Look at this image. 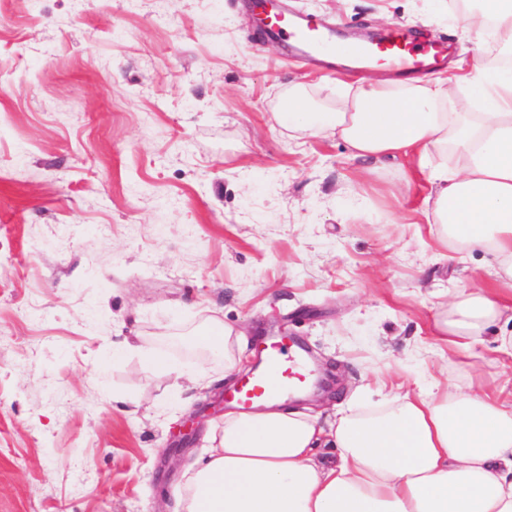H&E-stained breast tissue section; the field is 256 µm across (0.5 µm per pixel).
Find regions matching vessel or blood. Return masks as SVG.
<instances>
[{"mask_svg": "<svg viewBox=\"0 0 512 512\" xmlns=\"http://www.w3.org/2000/svg\"><path fill=\"white\" fill-rule=\"evenodd\" d=\"M267 33L274 39L288 43L304 60L312 59L314 52L330 40L328 25L311 17L291 21L286 16H276L269 21ZM356 55L364 62L378 59L410 72L438 66L445 60L447 49L436 43L417 44L409 41L403 29L395 28L386 38L357 50ZM308 376L307 363L299 352L279 342L268 343L260 356L258 369L238 388L236 402L246 408L272 392L288 395L304 385Z\"/></svg>", "mask_w": 512, "mask_h": 512, "instance_id": "1", "label": "vessel or blood"}]
</instances>
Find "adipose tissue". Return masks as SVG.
I'll list each match as a JSON object with an SVG mask.
<instances>
[{
  "instance_id": "adipose-tissue-1",
  "label": "adipose tissue",
  "mask_w": 512,
  "mask_h": 512,
  "mask_svg": "<svg viewBox=\"0 0 512 512\" xmlns=\"http://www.w3.org/2000/svg\"><path fill=\"white\" fill-rule=\"evenodd\" d=\"M462 20L512 48V0H479ZM281 105L295 137L334 136L362 162L417 166L440 244L490 255L499 284L450 292L436 342L465 352L497 322L512 350V69L367 78L322 112L295 84ZM436 388L368 411L352 400L327 417L279 396L228 411L187 473L181 512H512V402L448 380Z\"/></svg>"
}]
</instances>
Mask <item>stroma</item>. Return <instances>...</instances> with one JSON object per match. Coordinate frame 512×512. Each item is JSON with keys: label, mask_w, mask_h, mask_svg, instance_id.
I'll use <instances>...</instances> for the list:
<instances>
[{"label": "stroma", "mask_w": 512, "mask_h": 512, "mask_svg": "<svg viewBox=\"0 0 512 512\" xmlns=\"http://www.w3.org/2000/svg\"><path fill=\"white\" fill-rule=\"evenodd\" d=\"M282 5L344 44L398 26L452 65L503 52L447 0ZM361 75L397 78L291 60L245 0H0V512H176L238 381L199 340L214 320L244 332L241 372L283 329L335 365L331 409L443 371L512 400L498 327L434 342L442 292L496 282L490 256L440 247L424 176L275 117L289 84L332 105Z\"/></svg>", "instance_id": "obj_1"}]
</instances>
